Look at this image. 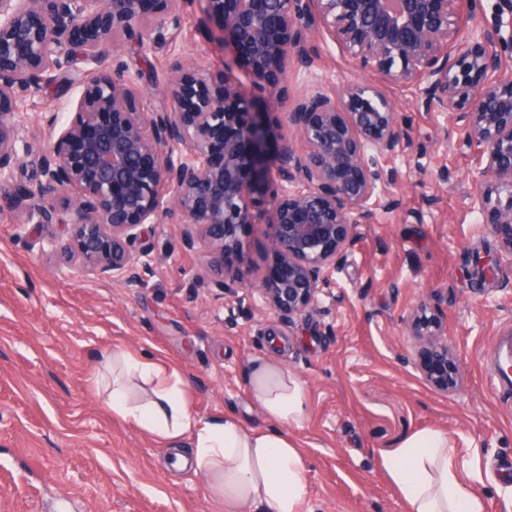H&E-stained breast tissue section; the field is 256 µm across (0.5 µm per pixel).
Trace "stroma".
Wrapping results in <instances>:
<instances>
[{"instance_id":"1","label":"stroma","mask_w":512,"mask_h":512,"mask_svg":"<svg viewBox=\"0 0 512 512\" xmlns=\"http://www.w3.org/2000/svg\"><path fill=\"white\" fill-rule=\"evenodd\" d=\"M200 16L196 7L182 13L162 48H121L144 88L138 111L165 105L171 57L221 67L226 53ZM306 40L313 63L292 71L293 92L338 94L353 77L347 61L322 30ZM111 66L71 51L65 79L23 98L16 120L34 148L54 137L49 119L66 115L78 82ZM387 94L409 131L407 149L384 162L397 182L379 187L347 261L289 325L255 289L275 267L263 236L245 233L230 262L245 286L227 295L206 282L184 225H143L134 249L148 252L150 266L143 286L129 288L73 274L49 249L66 226L20 225L15 202L0 200V512H223L202 477L172 465L174 453L191 454L190 440L171 449L112 413L94 372L120 347L175 370L198 418L232 414L248 429L267 424L249 389L252 362L293 373L307 412L284 432L307 469L304 512H407L380 451L426 430L447 433L484 512H506L512 394L495 389L487 354L512 329V253L474 206L483 162L463 144L457 110L426 107L411 85ZM478 256L488 261L481 276ZM431 301L458 358L451 391L424 380L407 330Z\"/></svg>"}]
</instances>
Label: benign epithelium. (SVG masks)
Returning <instances> with one entry per match:
<instances>
[{
  "instance_id": "7a95c632",
  "label": "benign epithelium",
  "mask_w": 512,
  "mask_h": 512,
  "mask_svg": "<svg viewBox=\"0 0 512 512\" xmlns=\"http://www.w3.org/2000/svg\"><path fill=\"white\" fill-rule=\"evenodd\" d=\"M196 3L232 61L203 71L172 58L167 106L137 111L143 88L118 47L129 38L159 45L165 16ZM471 4L465 18L460 0H0V191L13 192L22 226L55 224L68 210L70 237L51 239V252L83 276L128 288L142 286L148 268L147 253L133 250L145 224L177 217L186 247L203 252L209 279L228 292L243 281L224 258L242 250L243 229L256 228L282 268L259 296L291 323L346 261L378 183H395L378 159L402 152L409 133L383 86L407 83L427 107L460 111L464 140L485 162L478 210L512 251V0H499L485 24L481 0ZM313 27L376 81L294 99L288 126L307 150L283 146L296 176L270 192L274 130L249 108L265 95L288 100V62L311 65L304 33ZM74 45L95 62L112 50V73L83 83L52 143L35 153L15 121L18 102L68 66ZM31 155L36 178L19 184L16 169ZM408 328L428 346L426 380L454 384L439 316L416 315Z\"/></svg>"
}]
</instances>
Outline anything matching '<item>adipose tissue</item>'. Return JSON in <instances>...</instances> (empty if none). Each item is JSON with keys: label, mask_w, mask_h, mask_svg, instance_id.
Here are the masks:
<instances>
[{"label": "adipose tissue", "mask_w": 512, "mask_h": 512, "mask_svg": "<svg viewBox=\"0 0 512 512\" xmlns=\"http://www.w3.org/2000/svg\"><path fill=\"white\" fill-rule=\"evenodd\" d=\"M107 368L113 413L164 442L190 437L191 455H177L175 466L203 476L224 512H301L307 471L282 431L306 414L304 388L294 375L270 363L252 366L250 392L269 425L248 430L231 415L198 419L180 376L151 358L120 348ZM382 458L409 512H483L482 499L457 475L446 433L412 432Z\"/></svg>", "instance_id": "ef3b65f1"}]
</instances>
